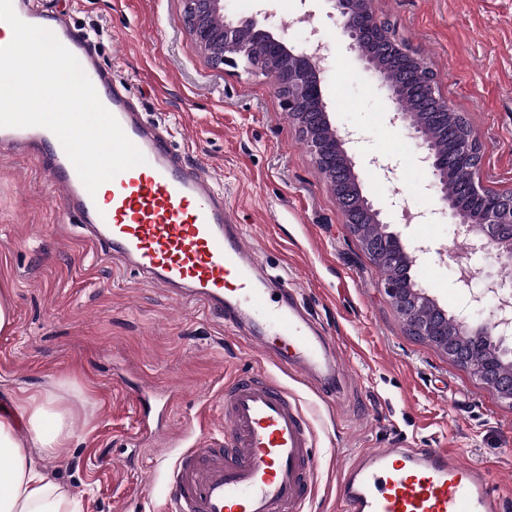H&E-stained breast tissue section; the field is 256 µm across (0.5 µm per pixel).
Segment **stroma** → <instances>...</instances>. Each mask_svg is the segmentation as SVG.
<instances>
[{"mask_svg":"<svg viewBox=\"0 0 512 512\" xmlns=\"http://www.w3.org/2000/svg\"><path fill=\"white\" fill-rule=\"evenodd\" d=\"M77 29H103L95 51L125 81L178 150L212 174L254 244L259 263L296 288L340 345L327 402L201 308L171 300L104 257L66 216L29 160L0 158V291L13 325L0 332V393L68 380L82 394L76 435L49 471L82 512H161L164 473L178 451L169 433L195 440L224 432L225 385L260 370L298 396L311 422L317 468L309 512H341V466L374 448H451L485 467L512 497V406L441 351L410 336L385 281L348 233L323 173L271 77L244 65L213 67L184 24V0H53ZM376 19L424 59L449 105L482 144L484 189L512 193V0H372ZM264 11L286 26L308 12L333 67L323 75L336 126L361 134L357 172L378 204L398 196L410 212L438 208L430 173L399 149L388 102L345 47L328 0H229L226 20ZM390 158L392 178L366 163ZM406 241L434 254L411 271L447 309L458 279L456 226L419 220ZM177 388L164 405L160 395Z\"/></svg>","mask_w":512,"mask_h":512,"instance_id":"stroma-1","label":"stroma"}]
</instances>
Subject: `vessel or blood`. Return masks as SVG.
Wrapping results in <instances>:
<instances>
[{
	"instance_id": "vessel-or-blood-1",
	"label": "vessel or blood",
	"mask_w": 512,
	"mask_h": 512,
	"mask_svg": "<svg viewBox=\"0 0 512 512\" xmlns=\"http://www.w3.org/2000/svg\"><path fill=\"white\" fill-rule=\"evenodd\" d=\"M17 16L46 28L79 61L101 103L145 164L119 173L110 195H90L49 129L0 127V152L31 158L87 240L173 300L202 307L281 370L318 392L335 390L336 342L307 315L296 289L261 272L254 248L214 180L190 165L170 134L148 120L86 33L56 10L12 0ZM224 435L197 438L173 463L165 512H307L313 432L301 405L262 372L222 396ZM344 512H505L489 472L434 448H375L345 464Z\"/></svg>"
}]
</instances>
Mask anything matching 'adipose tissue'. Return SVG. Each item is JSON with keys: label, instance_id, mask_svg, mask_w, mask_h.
Returning a JSON list of instances; mask_svg holds the SVG:
<instances>
[{"label": "adipose tissue", "instance_id": "ef3b65f1", "mask_svg": "<svg viewBox=\"0 0 512 512\" xmlns=\"http://www.w3.org/2000/svg\"><path fill=\"white\" fill-rule=\"evenodd\" d=\"M76 390L61 380L19 391L0 410V512H76L75 497L46 463L63 456L74 436Z\"/></svg>", "mask_w": 512, "mask_h": 512}]
</instances>
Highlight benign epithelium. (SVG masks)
<instances>
[{
    "label": "benign epithelium",
    "instance_id": "obj_1",
    "mask_svg": "<svg viewBox=\"0 0 512 512\" xmlns=\"http://www.w3.org/2000/svg\"><path fill=\"white\" fill-rule=\"evenodd\" d=\"M326 2L343 20L346 49L355 54L373 78L389 91L386 111L389 124L402 129L406 137L417 142V158L431 172L430 187L441 205L440 213L456 221L457 235L467 245L465 262L460 264V282L465 288L471 287L474 282L482 284L480 290L471 291V303L478 307L488 299L494 300L496 308L492 318L477 321L461 313H450L425 289L411 287L409 273L431 252V247L406 245L401 234L390 230V223L383 220L382 209L376 207L367 196H361L362 205L374 222L383 227V237L378 240L362 239L361 218L354 205L343 208L346 228L364 252H371L383 260L394 258L403 264L404 276L386 281L385 289L399 317L411 332L426 338L452 361L465 366L469 365L474 352L487 350V359L472 373L499 398L512 405V282L499 278L481 262L482 258L491 256L502 268L512 266V206H503L498 195L486 191L473 179L470 186L482 206L474 218L462 217L454 200L448 196V179L452 177V172L448 170V154L438 153L426 130L413 120L406 108L407 90L392 86L386 79V69L392 62L410 71L414 85L422 87L428 98L435 102L436 116L446 119L452 108L441 96L433 72L422 58L402 48L372 11L357 10V0ZM222 13L224 0H186L185 24L211 64L219 67L239 58L247 68L266 74L268 70L262 64L252 62L248 55L250 42H264L273 55L288 63V85L279 87V90L284 92L289 110L297 111L305 99L313 101L333 133V139L328 140L316 126L298 122L308 152L323 168L334 165L336 154H341L345 159L346 171L339 186L358 183V139L353 137V132L336 127L327 111L322 84V51L325 45L320 43L313 50L290 45L283 33L271 30L255 17L226 21L224 28L216 33L210 27L209 19L214 14ZM453 148L462 164L481 153L480 142L471 128L467 129V135L454 137ZM426 305L440 311L458 331L450 334L446 327L437 322L421 320L418 312Z\"/></svg>",
    "mask_w": 512,
    "mask_h": 512
}]
</instances>
